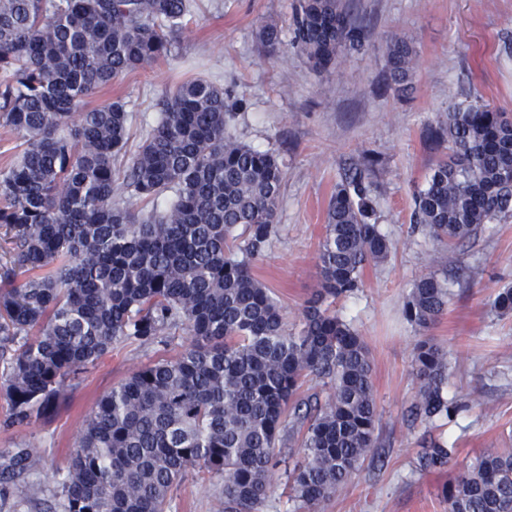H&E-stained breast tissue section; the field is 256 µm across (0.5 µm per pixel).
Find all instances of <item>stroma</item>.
Here are the masks:
<instances>
[{
  "mask_svg": "<svg viewBox=\"0 0 512 512\" xmlns=\"http://www.w3.org/2000/svg\"><path fill=\"white\" fill-rule=\"evenodd\" d=\"M296 0H193L189 36L160 65L127 73L94 95L122 98L132 114L131 144L152 125L175 82L206 77L243 106L229 127L240 141L279 155L284 182L278 232L253 271L294 324L319 279L317 252L327 206L352 160L368 154L378 224L396 248L365 269L362 287L335 308L363 336L371 354L379 425L376 453L318 512H448L451 470H420L430 439L457 450V462L486 448H512V313L490 303L512 287V216L447 248L413 228L414 196L441 154L427 132L456 103L487 104L512 115V0H338L366 28L361 51L339 52L314 71L292 47L267 52L261 21L289 30ZM410 40L417 65L405 92L390 82L386 40ZM452 274L447 314L431 329L447 349L446 392L467 409L454 422L426 425L410 412L416 396L412 349L418 332L404 313L414 283ZM176 346L116 344L73 387L49 421L32 423L42 448L37 472L0 476V512H58L52 495L96 401L134 370L174 357ZM224 479L189 473L172 492L170 512H224Z\"/></svg>",
  "mask_w": 512,
  "mask_h": 512,
  "instance_id": "stroma-1",
  "label": "stroma"
}]
</instances>
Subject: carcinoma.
I'll return each mask as SVG.
<instances>
[{"label": "carcinoma", "mask_w": 512, "mask_h": 512, "mask_svg": "<svg viewBox=\"0 0 512 512\" xmlns=\"http://www.w3.org/2000/svg\"><path fill=\"white\" fill-rule=\"evenodd\" d=\"M190 0H0V126L16 135L0 163V392L10 424L46 420L80 375L118 342L168 347L112 387L85 420L58 483L61 512H168L190 471L224 477V512H257L283 467L298 508L316 512L375 447L378 413L367 344L332 304L394 242L377 224L366 157L336 186L319 244V281L298 323L252 273L277 232L282 162L239 141L242 103L195 77L170 90L155 126L128 148L121 99L89 98L171 54L187 36ZM265 46L281 29L260 24ZM291 46L316 71L340 47L360 50L362 27L338 0H298ZM386 51L404 89L416 52L392 34ZM428 139L448 156L414 198L412 222L448 246L512 212V120L455 103ZM448 280L417 281L404 311L413 347L414 412L454 421L444 396L448 352L427 332L447 312ZM512 312V288L491 302ZM314 392L300 393L304 382ZM299 440L301 457L277 458ZM430 441L422 470L451 465ZM41 448L18 433L11 465L35 471ZM448 512H512V448H486L448 481Z\"/></svg>", "instance_id": "cac0c4a2"}]
</instances>
